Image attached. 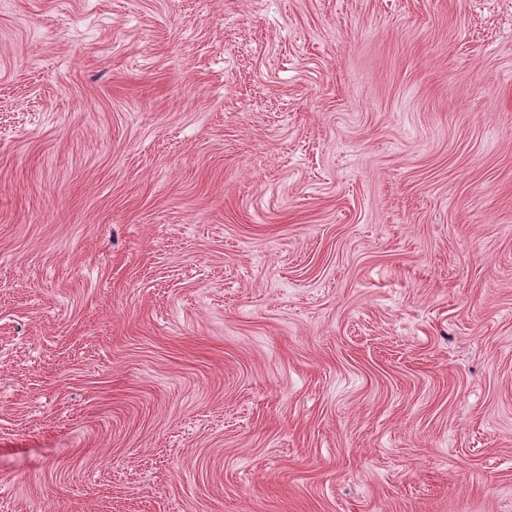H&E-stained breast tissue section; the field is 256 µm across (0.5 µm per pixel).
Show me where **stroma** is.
Wrapping results in <instances>:
<instances>
[{"instance_id":"stroma-1","label":"stroma","mask_w":512,"mask_h":512,"mask_svg":"<svg viewBox=\"0 0 512 512\" xmlns=\"http://www.w3.org/2000/svg\"><path fill=\"white\" fill-rule=\"evenodd\" d=\"M0 512H512V0H0Z\"/></svg>"}]
</instances>
